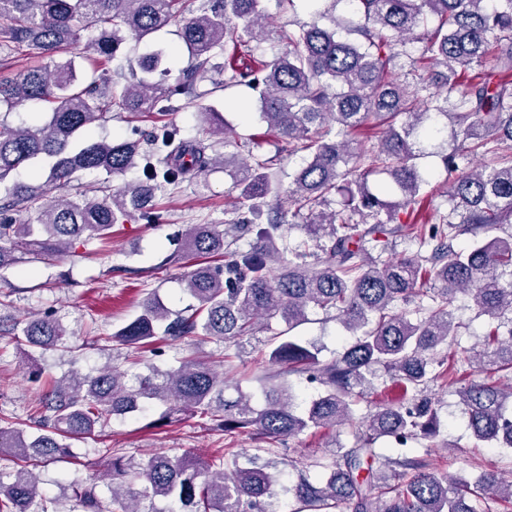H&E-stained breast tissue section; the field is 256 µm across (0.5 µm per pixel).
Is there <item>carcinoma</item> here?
I'll return each mask as SVG.
<instances>
[{
  "mask_svg": "<svg viewBox=\"0 0 512 512\" xmlns=\"http://www.w3.org/2000/svg\"><path fill=\"white\" fill-rule=\"evenodd\" d=\"M265 2L201 0L187 17L186 0H0V48L49 60L0 75V111L35 100L49 105L24 125L0 114V185L30 161L49 160L44 182L8 187L0 270L20 255L57 260L83 238L107 241L115 224L132 217L157 223V193L198 184L220 166L236 189V217L225 229L192 224L183 235V248L204 259L184 277L194 300L189 313H172L153 292L138 316L96 340L161 357L159 341L235 342L278 318L285 329L264 341L267 362L319 387L298 403L292 385L273 372L258 378L259 394L247 393L224 376V364L238 357L228 352L217 364L181 357L161 368L137 359L138 371L72 372L32 406L35 433L0 424V454L7 449L21 463L0 472V512H55L29 466L80 461L70 441L93 440L112 417L150 404L165 406V423L204 416L229 438L261 447L247 458L231 447L208 459L115 453L99 479L110 481L117 512H268L279 486V444L319 428L336 430L330 461L311 463L284 488L294 512H476L480 499L512 506V480L498 471L450 479L427 471L407 447L440 436L427 389L456 383L442 352L458 336L451 306L468 295L489 329L484 347L456 350V362L476 373L496 370L509 383L473 380L456 393L476 440L512 448V0H346L350 17H332L331 29L296 25L269 60L255 56L267 37ZM176 21L190 65L170 85L171 50L155 34ZM89 29L96 35L83 38ZM129 38L142 48L140 77L105 67ZM81 43L83 51L72 52ZM414 50L419 81L411 90L396 75ZM205 78L257 93L259 117L275 135L274 157L254 153L249 141L246 152L221 156L167 124L153 127L145 144L94 137L106 111L161 114L176 95L205 96ZM199 112L210 137H229L215 109L201 105ZM372 122L381 131L369 152L357 134ZM444 132L450 151L438 142ZM285 152L307 153L287 186L272 171ZM429 154L441 157L451 203L433 223L422 214L438 190L420 165ZM465 157L476 160L469 169L459 166ZM132 170L135 180L101 196L47 199L48 186L82 173L107 183ZM273 200L288 201V210ZM402 213L411 217L406 224ZM408 224L416 252L371 259ZM292 228L305 238L290 242ZM247 235V247L237 246ZM465 235L469 243L455 245ZM313 311L353 337L329 360L300 331ZM0 331L43 353L75 351L51 311L12 323L0 318ZM382 373L411 398L355 418ZM345 426L350 444L340 439ZM380 439L400 448L390 455L375 447ZM312 466L327 475L310 480ZM67 489L80 512H103L95 482L73 478Z\"/></svg>",
  "mask_w": 512,
  "mask_h": 512,
  "instance_id": "carcinoma-1",
  "label": "carcinoma"
}]
</instances>
